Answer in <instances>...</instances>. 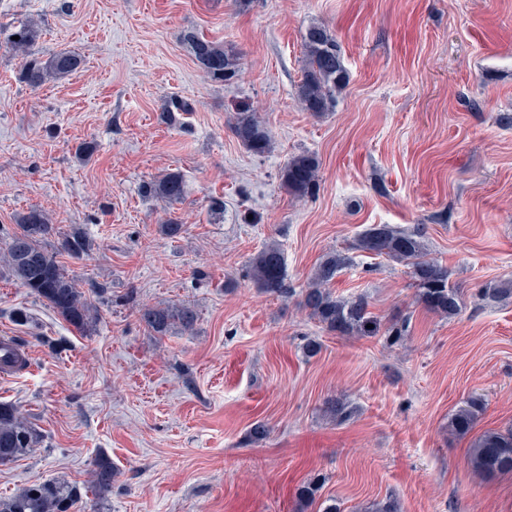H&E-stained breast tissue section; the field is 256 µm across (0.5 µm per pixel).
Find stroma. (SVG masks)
I'll return each mask as SVG.
<instances>
[{"mask_svg":"<svg viewBox=\"0 0 512 512\" xmlns=\"http://www.w3.org/2000/svg\"><path fill=\"white\" fill-rule=\"evenodd\" d=\"M26 23L35 55L66 49L82 64L33 90L17 78L20 54L0 46V255L15 214L42 210L50 245L85 234L88 255L63 263L82 291L105 294L82 335L0 259V336L32 356L0 380V402L39 433L0 466V496L89 481L103 453L112 490L78 512H321L329 499L366 512L389 497L400 512H512V472L489 478L468 460L475 436L512 427V0H0L1 26ZM313 25L336 38L349 73L321 117L297 96ZM187 30L234 46L238 79H208ZM173 96L194 106L180 128L163 115ZM242 105L270 152L232 134ZM86 142L95 152L83 161ZM302 152L320 162L306 198L280 179ZM169 171L184 198H144L142 184ZM248 211L257 223H243ZM172 215L185 225L174 239L160 231ZM377 224L420 232L460 292L457 315L424 306L406 263L357 249ZM271 242L292 296L244 275ZM336 251L351 263L332 290L367 298L376 335H337L298 305ZM502 286L499 299L481 295ZM179 304L196 311L193 332L157 336L140 318ZM394 323L405 332L392 345ZM312 339L321 349L309 357ZM475 394L485 410L471 435H451ZM331 398L347 421L326 413ZM316 475L320 500L301 508Z\"/></svg>","mask_w":512,"mask_h":512,"instance_id":"35a3bbf8","label":"stroma"}]
</instances>
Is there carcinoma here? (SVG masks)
<instances>
[{"instance_id": "carcinoma-1", "label": "carcinoma", "mask_w": 512, "mask_h": 512, "mask_svg": "<svg viewBox=\"0 0 512 512\" xmlns=\"http://www.w3.org/2000/svg\"><path fill=\"white\" fill-rule=\"evenodd\" d=\"M38 31L30 25L20 26L5 40L13 49L25 54L20 66L19 81L31 89L42 87L50 77L63 78L81 65L80 57L67 50L53 53L43 60L30 52ZM184 40L203 72L212 81L230 83L241 72L240 53L205 39L194 31L184 34ZM305 65L298 87V99L304 110L319 117L330 111L336 95L346 86L348 72L336 39L320 25L308 28L304 36ZM193 111L192 104L181 97H171L164 105L170 122L177 116ZM230 128L237 140L247 149L265 153L272 148V139L256 113L242 110L235 113ZM319 162L309 153L291 157L281 171L287 190L297 197H306L317 191ZM186 192L178 172H167L145 182L141 193L148 198H161L169 203L181 200ZM18 229L7 246L6 261L12 275L22 286L30 289L59 316L80 333L96 326L99 310L85 292L69 278L58 256L80 258L89 248L85 236L75 230L62 238L55 251L46 248V236L51 226L47 216L36 208L15 217ZM358 248L378 256H387L405 262L419 291V299L431 311L454 316L460 308L458 289L448 283V271L437 261L426 258L420 233H408L388 224L365 231L358 240ZM350 258L335 252L327 255L314 269L308 287L302 293L300 307L333 333L342 336H364L373 333L367 328L377 324L369 311L368 301L362 297L335 296L330 285ZM245 277L266 293L286 297L292 289L286 282L285 260L281 247L275 243L264 246L249 262ZM141 320L150 332L163 336L178 327L185 332L194 330L197 314L189 306H153L141 310ZM484 401L471 396L465 406L452 415L449 431L463 436L471 431ZM38 442V434L31 423L11 403L0 402V465L12 463L26 455ZM470 464L482 474L493 476L512 472V429L489 430L473 443ZM115 470L105 455L93 460L91 480L79 484L67 480H49L27 485L14 494L0 498V512H75L78 503L88 493L103 495L112 488ZM319 476L309 479L299 492L300 505L313 503L322 488Z\"/></svg>"}]
</instances>
